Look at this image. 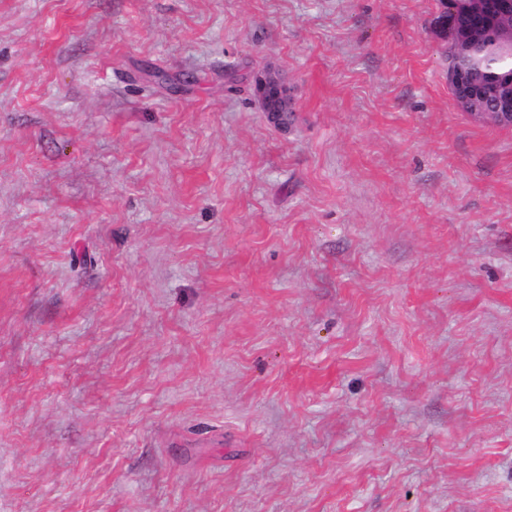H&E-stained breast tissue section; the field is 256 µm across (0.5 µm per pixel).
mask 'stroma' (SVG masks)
Instances as JSON below:
<instances>
[{
    "label": "stroma",
    "mask_w": 512,
    "mask_h": 512,
    "mask_svg": "<svg viewBox=\"0 0 512 512\" xmlns=\"http://www.w3.org/2000/svg\"><path fill=\"white\" fill-rule=\"evenodd\" d=\"M436 12L0 0V512H512V128ZM256 92L269 119L281 128L287 127L281 124L280 116L284 112H290L282 116L283 123L288 124L292 115V104L277 76L268 73L259 78L256 81Z\"/></svg>",
    "instance_id": "stroma-1"
}]
</instances>
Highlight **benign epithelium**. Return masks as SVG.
Here are the masks:
<instances>
[{
    "label": "benign epithelium",
    "instance_id": "obj_1",
    "mask_svg": "<svg viewBox=\"0 0 512 512\" xmlns=\"http://www.w3.org/2000/svg\"><path fill=\"white\" fill-rule=\"evenodd\" d=\"M461 0H445V8L440 12L441 19L433 23V28L443 34L448 33V23L460 8ZM494 7L499 12L512 11V0H479L471 7L472 28L480 32L488 43H498L503 39L501 31L484 23L481 13L487 6ZM448 88L458 92L465 100L478 101L485 105V111L474 113V117L483 120L492 118L500 127L512 128V82L499 83L498 78L489 75L484 82H475L455 63L448 62ZM256 92L262 102V107L269 119L276 125H281L280 116L292 110L291 101L280 84L279 79L272 73L256 81Z\"/></svg>",
    "mask_w": 512,
    "mask_h": 512
}]
</instances>
